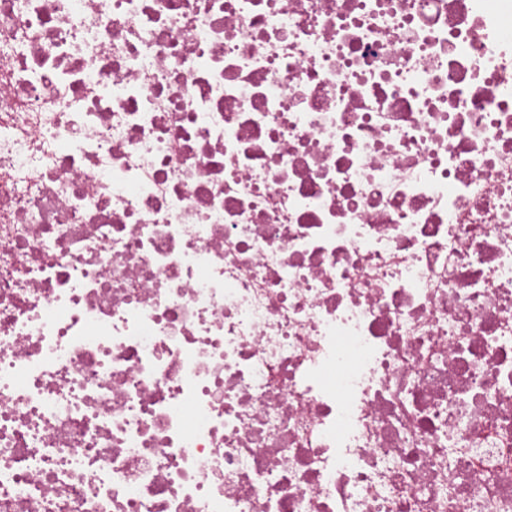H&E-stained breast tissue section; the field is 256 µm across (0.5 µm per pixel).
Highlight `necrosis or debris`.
<instances>
[{
	"mask_svg": "<svg viewBox=\"0 0 512 512\" xmlns=\"http://www.w3.org/2000/svg\"><path fill=\"white\" fill-rule=\"evenodd\" d=\"M0 512H512V0H0Z\"/></svg>",
	"mask_w": 512,
	"mask_h": 512,
	"instance_id": "1",
	"label": "necrosis or debris"
}]
</instances>
